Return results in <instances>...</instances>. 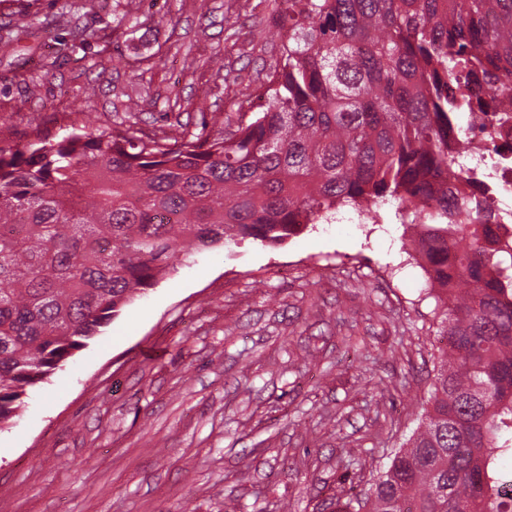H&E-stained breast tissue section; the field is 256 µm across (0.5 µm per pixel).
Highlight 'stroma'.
Returning <instances> with one entry per match:
<instances>
[{
	"mask_svg": "<svg viewBox=\"0 0 512 512\" xmlns=\"http://www.w3.org/2000/svg\"><path fill=\"white\" fill-rule=\"evenodd\" d=\"M116 8L133 32L109 29ZM34 9V37L0 57L14 142L38 125L111 126L131 98L151 135L169 132L171 106L236 122L280 58L278 16L258 0ZM83 28L100 39L61 51ZM383 213L361 225L344 209L160 277L0 429V512H336L348 461L368 487L418 427L445 344L402 218Z\"/></svg>",
	"mask_w": 512,
	"mask_h": 512,
	"instance_id": "stroma-1",
	"label": "stroma"
}]
</instances>
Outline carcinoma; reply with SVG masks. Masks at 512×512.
<instances>
[{
	"instance_id": "1",
	"label": "carcinoma",
	"mask_w": 512,
	"mask_h": 512,
	"mask_svg": "<svg viewBox=\"0 0 512 512\" xmlns=\"http://www.w3.org/2000/svg\"><path fill=\"white\" fill-rule=\"evenodd\" d=\"M32 0L0 53L38 24ZM265 105L202 137L35 127L0 146V426L30 390L183 255L279 244L349 206L414 207L412 245L446 340L420 427L336 512H512V242L448 191V124L479 84L512 120V0H281Z\"/></svg>"
}]
</instances>
